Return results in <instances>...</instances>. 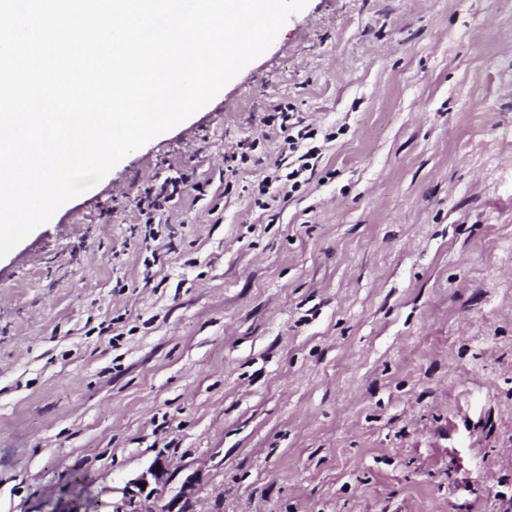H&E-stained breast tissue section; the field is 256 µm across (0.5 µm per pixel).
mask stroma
Segmentation results:
<instances>
[{"instance_id":"1","label":"stroma","mask_w":512,"mask_h":512,"mask_svg":"<svg viewBox=\"0 0 512 512\" xmlns=\"http://www.w3.org/2000/svg\"><path fill=\"white\" fill-rule=\"evenodd\" d=\"M159 457L186 512H512V0H308L0 259V512ZM282 112L284 113H281L282 121L279 126L280 131L284 133L288 129V135L284 140L285 144L288 145L289 154H293L304 147L307 140L313 139L315 137V132L314 130H310L308 125H303L304 119L299 115H295V112H292L291 114L288 113V110ZM290 132H293V134H290ZM314 167H315V164H311L309 162H304V163L300 164L297 168L293 169L291 172H288V175L286 176V181H288V184L284 183L283 185H279L276 188L274 194L271 195L272 200L277 201V199L281 198V196L283 199H287L291 195L290 192L296 191L297 188L299 187V185L302 183L301 180H299L298 178H300V176L304 172H307L310 170L309 177L305 178L303 180V182H307L312 176ZM291 181H292V183L290 185ZM289 185H290V191L287 189Z\"/></svg>"}]
</instances>
